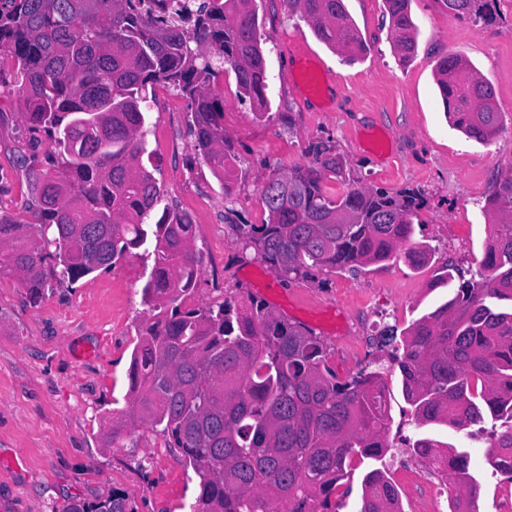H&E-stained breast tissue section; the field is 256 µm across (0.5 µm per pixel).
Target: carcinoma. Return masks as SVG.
Instances as JSON below:
<instances>
[{
  "instance_id": "1",
  "label": "carcinoma",
  "mask_w": 512,
  "mask_h": 512,
  "mask_svg": "<svg viewBox=\"0 0 512 512\" xmlns=\"http://www.w3.org/2000/svg\"><path fill=\"white\" fill-rule=\"evenodd\" d=\"M254 0H0V51L14 59L30 144L47 140L46 163L27 171L38 224L0 214V276H18L30 302L52 284L82 278L144 249L152 260L142 289L148 319L131 354L129 420L108 442L148 425L166 437L199 478L189 512H336V485L355 460H381L391 415L382 373L340 380L323 341L253 297L192 307L202 256L194 225L165 207L151 221L160 189L142 163L144 103L163 82L189 101L194 151L220 179L234 177L224 109L211 79L228 66L239 97L268 105V76ZM394 50L416 53L410 0H383ZM498 0H443L448 13L489 24ZM330 49L356 59L366 50L344 0H286ZM452 126L487 143L500 130L495 90L465 58L434 67ZM307 162L279 167L262 188L268 222L245 224L260 259L284 277L315 268L356 270L387 261L413 234L424 199L414 192L350 188L330 196L346 163L325 141ZM483 210L492 240L478 284L443 269L435 287L447 301L380 347L402 354V394L421 426L486 430L498 449L487 463L512 473V173ZM410 451L448 479L460 512H476L480 485L467 451L428 435ZM359 512H389L397 489L381 468L361 480ZM63 512H134L120 494L71 500Z\"/></svg>"
}]
</instances>
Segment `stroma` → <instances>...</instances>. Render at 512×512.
I'll use <instances>...</instances> for the list:
<instances>
[{"mask_svg":"<svg viewBox=\"0 0 512 512\" xmlns=\"http://www.w3.org/2000/svg\"><path fill=\"white\" fill-rule=\"evenodd\" d=\"M345 5L367 45L353 62L289 15L285 0H255L268 75L265 112L239 102L232 70L218 78L224 134L237 157L232 194L192 149L187 100L162 83L149 101V148L162 204L195 215L194 247L203 256L197 303L255 296L319 336L339 377L380 370L391 413L382 463L399 482L405 512H429L424 485L400 480L403 469L425 468L426 461L408 451L420 428L380 334L387 326L406 329L447 299V289L432 285L444 265L467 277L480 265L489 223L481 202L512 172V0H498L497 19L485 28L448 14L442 0H411L417 55L405 63L394 53L383 0ZM293 52L322 62L331 104L303 101L289 66ZM450 54L494 86L502 128L493 143L465 138L445 117L433 66ZM13 74L10 58L0 59V79L12 85ZM23 110L12 85L0 96V213L32 224ZM320 140L332 141L347 161L345 181L327 180L330 195L349 187L410 190L425 205L412 238L389 261L282 277L246 246L238 227L267 221L264 184L277 167L305 163L308 143ZM423 244L429 259L413 266L408 254ZM144 272V260L131 253L75 288L46 290L35 305L17 277L0 276V512H61L73 498L94 501L115 491L136 512H187L194 502L197 477L151 428L136 429L133 448L105 442L126 406L136 329L147 315ZM434 435L469 451L481 483L479 512H492L500 487L485 460L488 434L440 428Z\"/></svg>","mask_w":512,"mask_h":512,"instance_id":"obj_1","label":"stroma"}]
</instances>
